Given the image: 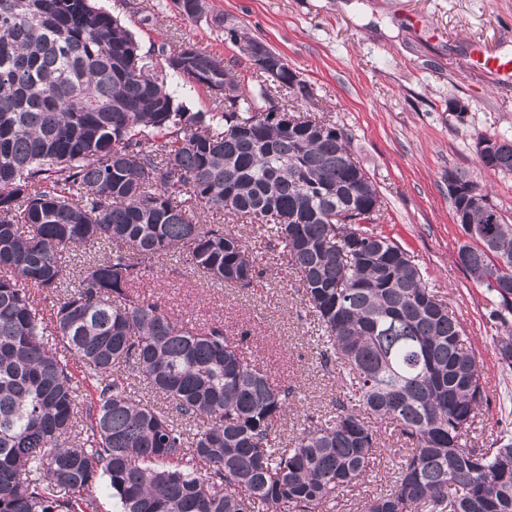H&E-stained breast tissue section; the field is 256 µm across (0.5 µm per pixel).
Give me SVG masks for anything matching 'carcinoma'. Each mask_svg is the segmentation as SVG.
Returning <instances> with one entry per match:
<instances>
[{"label": "carcinoma", "mask_w": 512, "mask_h": 512, "mask_svg": "<svg viewBox=\"0 0 512 512\" xmlns=\"http://www.w3.org/2000/svg\"><path fill=\"white\" fill-rule=\"evenodd\" d=\"M157 51L151 73L96 0H0V512H89L102 479L120 512H333L385 447L379 423L399 462L361 512H512V433L468 443L480 362L408 251L373 227L379 193L346 134L263 112L288 82L273 50L282 81L239 92L231 112L224 60ZM174 80L208 89L214 111H180ZM478 140L495 146L483 167L512 173V139ZM452 176L461 228L487 223L489 195ZM214 213L249 219L295 270L336 374L333 409L290 442L274 436L288 389L244 355L249 333L198 326L140 289L176 252L226 286L265 277ZM469 239L458 255L492 297L512 371V224Z\"/></svg>", "instance_id": "carcinoma-1"}]
</instances>
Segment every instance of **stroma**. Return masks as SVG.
Listing matches in <instances>:
<instances>
[{
	"label": "stroma",
	"instance_id": "1",
	"mask_svg": "<svg viewBox=\"0 0 512 512\" xmlns=\"http://www.w3.org/2000/svg\"><path fill=\"white\" fill-rule=\"evenodd\" d=\"M149 50L194 43L232 65L242 84L262 75L224 30L247 31L280 53L313 89L312 101L289 98L298 112L326 116L351 137V152L383 202L379 231L407 249L428 286L463 324L482 366L485 400L477 432L491 442L512 425V372L496 355L500 329L492 303L456 261L465 236L448 198V174L467 173L488 187L512 223V173L481 167L479 135L512 137V81L479 70L478 54L512 57V0H207L206 17L189 21L174 0H100ZM152 16L143 24V16ZM466 104L463 120L448 103ZM237 231L269 266L249 288L201 277L176 256L155 265L141 286L179 315L248 332L246 357L295 399L276 426L292 436L299 417L331 408L336 381L316 359L317 326L307 316L294 270L274 258L266 239L236 221Z\"/></svg>",
	"mask_w": 512,
	"mask_h": 512
}]
</instances>
